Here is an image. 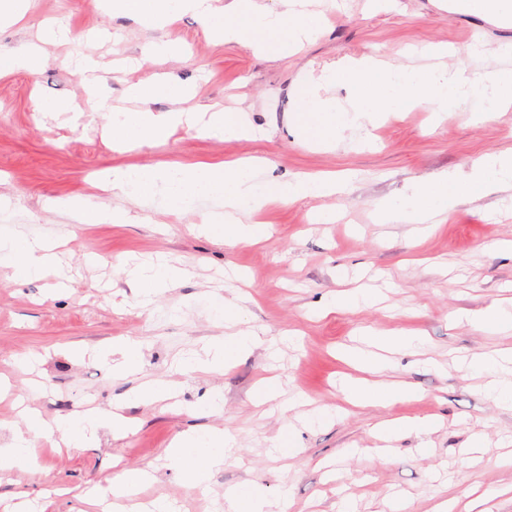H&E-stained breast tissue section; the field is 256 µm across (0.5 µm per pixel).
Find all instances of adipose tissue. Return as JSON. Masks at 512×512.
I'll use <instances>...</instances> for the list:
<instances>
[{"instance_id": "1", "label": "adipose tissue", "mask_w": 512, "mask_h": 512, "mask_svg": "<svg viewBox=\"0 0 512 512\" xmlns=\"http://www.w3.org/2000/svg\"><path fill=\"white\" fill-rule=\"evenodd\" d=\"M96 7L107 16L133 17L148 28L166 27L175 16L190 13L200 20L210 41L241 45L269 58L297 49L317 35L325 21L319 12L307 9L304 0H287L281 11L268 8L263 0H231L227 5L222 0H96ZM70 39V30L65 25L42 23L37 42L0 47V76L20 70L39 72L47 47ZM66 63L79 76L88 102L106 114V134L114 147L161 145L184 125L218 140H248L256 135L240 113L189 107L192 89L156 73L128 88L127 95L135 101V108L117 111L103 91L97 61L81 55L68 57ZM158 101L167 102V110H155ZM260 165V160L253 157L193 165H109L99 170L92 181L100 193L99 201L80 196H48L43 209L67 214L80 224H151L160 215H197L199 199L220 197L224 200L223 213L198 215V222L189 225V232L222 240L228 246L254 245L271 234L269 225L255 219L262 207L307 198H330L347 192L351 184L350 178L332 175L260 180L256 177ZM511 184L512 151L492 152L479 158L467 174L447 172L412 183L404 197L380 201L373 218L379 224H421L429 230L461 199H478ZM67 242V236L62 234L0 226V269L13 283L53 275L55 251ZM120 271L134 285L140 303L145 306L153 304L166 289L177 286L185 276L184 269L166 263L133 267L125 264ZM210 306L224 333L205 347L203 356L180 361L176 366L179 374L223 373L261 343L254 331L245 328L246 314L237 303L215 295ZM360 334L365 349L343 353L357 371L356 376L343 382L346 400L355 406L385 407L411 397L409 385L385 379L388 364L383 353L424 351L425 337L410 329L384 336L364 328ZM461 363L484 377L483 390L488 397L499 405L512 407V377L507 374L512 368L511 351L479 353L462 358ZM23 421V427L13 430L9 443L0 447V472L33 468L36 449L44 441L68 450L91 448L101 429H109L116 437L131 429L117 405L109 410L76 412L55 424L43 419L37 409L28 407L23 411ZM235 445L236 437L229 430L209 428L177 437L167 457L185 486L192 489L209 480L213 469L221 467L232 455Z\"/></svg>"}]
</instances>
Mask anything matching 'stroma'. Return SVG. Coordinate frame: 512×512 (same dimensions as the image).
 Returning <instances> with one entry per match:
<instances>
[{
    "label": "stroma",
    "instance_id": "35a3bbf8",
    "mask_svg": "<svg viewBox=\"0 0 512 512\" xmlns=\"http://www.w3.org/2000/svg\"><path fill=\"white\" fill-rule=\"evenodd\" d=\"M325 27L298 51L278 59L255 55L235 44H211L198 20L182 14L166 28L146 29L126 16H105L95 0H33L23 22L0 29V45L37 38L39 23L66 19L71 45L49 49L37 74L0 78V173L21 196L20 206L39 217V227L65 232L55 214L42 211L43 197L90 195V176L112 164L137 167L157 162H228L243 156L266 159L258 179H285L293 173H356L349 192L323 201L312 198L263 211L272 236L251 246L227 247L186 231L192 218L166 215L158 224H92L71 239L61 256L64 286L53 279L23 285L0 275V375L11 384L0 399V444L21 426L15 395L60 420L93 407L125 401L134 423L127 437L103 433L98 447L57 451L39 447L34 472L0 476V512L31 501L45 512H102L99 497L126 469L150 468L154 479L141 501L163 497L176 512H228V488L254 482L270 502L288 495L291 512H336L350 497L356 512H431L441 500L451 512H467L470 501L498 490L494 512H512V409L497 407L482 390L484 379L457 370L455 354L512 348V331L474 328L453 319L512 298V213L502 208L503 191L455 205L443 224L419 236L409 224H376L377 200L403 195L411 184L448 171H469L483 154L512 148V110L477 123L472 105L442 122L423 109L391 116L373 130V148L339 143L321 148L289 129V94L300 75L321 74L368 55L428 74L435 59L424 47H447L443 64L464 63L486 75L512 68V21L460 11L456 0H395L380 9L377 0H312ZM179 40L183 51L155 60L148 72L170 75L195 90L194 105H215L242 113L263 130L256 140L208 138L195 129H177L166 145L127 152L112 150L102 136L100 113L87 111L77 75L65 65L69 51L93 54L103 64L105 89L122 105L127 86L140 72L121 68L119 59L137 56L153 42ZM63 98L83 107L78 126L34 112V97ZM339 216L332 224L314 220L323 205ZM99 258L84 261L86 254ZM166 259L189 270L188 279L159 296L152 310L138 307L135 290L118 271L121 262ZM362 271L387 287L380 305L324 317L314 309L340 289V269ZM235 297L249 313L263 346L221 375L176 373L175 361L202 353L223 335L208 297ZM381 333L416 328L429 341L425 356L396 354L389 378L409 383L415 397L390 407L345 404L337 390L347 373L338 352L356 343L355 332ZM140 340L143 368L135 375L112 374L95 354L126 337ZM85 353L72 362L73 350ZM36 354L34 372L17 360ZM280 375L285 394L258 407L252 395L261 378ZM161 378L174 382L169 401L146 405L128 401L138 385ZM224 400L221 413L194 412L209 393ZM304 393L305 406L288 399ZM341 407L339 417L314 428L301 427L308 410ZM432 416L440 425L428 437L429 450L403 436L390 443L389 461L375 450L382 442L374 428L394 418ZM299 425L296 457L273 451L270 439L284 422ZM229 427L238 435L234 458L215 469L209 481L186 489L166 453L180 434Z\"/></svg>",
    "mask_w": 512,
    "mask_h": 512
}]
</instances>
